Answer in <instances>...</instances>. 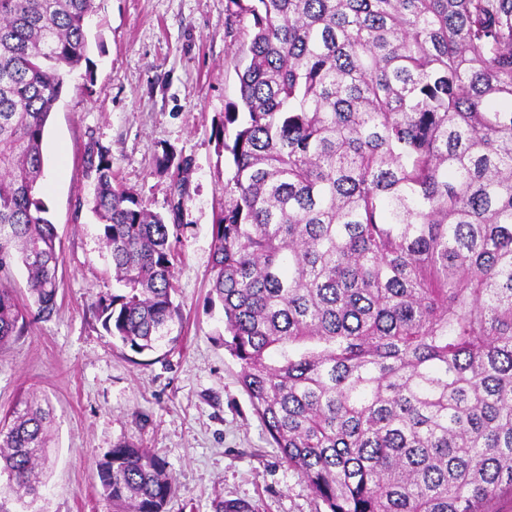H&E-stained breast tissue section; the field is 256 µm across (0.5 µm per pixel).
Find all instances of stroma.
<instances>
[{
  "label": "stroma",
  "mask_w": 512,
  "mask_h": 512,
  "mask_svg": "<svg viewBox=\"0 0 512 512\" xmlns=\"http://www.w3.org/2000/svg\"><path fill=\"white\" fill-rule=\"evenodd\" d=\"M226 0H96L88 60L65 77L43 140V199L61 242L53 313L41 315L22 265L10 280L28 311L22 336L0 349V413L34 394L50 406L51 459L35 512H113L97 462L131 441L165 459L175 484L167 512H214L217 500L252 512H321L284 463L225 350L222 307L208 302L212 224L224 201V151L216 129L238 101V43ZM153 211L176 198L163 153L188 161L185 225L176 267L182 330L138 354L112 340L92 312L112 290V261L89 211V146Z\"/></svg>",
  "instance_id": "35a3bbf8"
}]
</instances>
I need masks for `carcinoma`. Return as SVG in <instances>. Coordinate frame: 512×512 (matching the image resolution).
<instances>
[{"instance_id": "carcinoma-1", "label": "carcinoma", "mask_w": 512, "mask_h": 512, "mask_svg": "<svg viewBox=\"0 0 512 512\" xmlns=\"http://www.w3.org/2000/svg\"><path fill=\"white\" fill-rule=\"evenodd\" d=\"M95 0H0V348L51 313L60 253L43 138L87 59ZM242 41L225 107L210 303L224 349L323 512H497L512 498V0H226ZM118 287L113 339L153 351L180 321L184 196L152 211L88 149ZM49 413L0 419V474L36 495ZM115 512H165L167 463L98 462Z\"/></svg>"}]
</instances>
